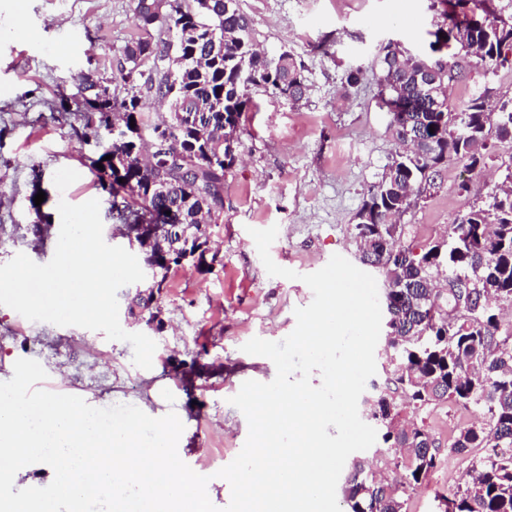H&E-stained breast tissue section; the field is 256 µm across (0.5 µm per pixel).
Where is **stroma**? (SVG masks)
<instances>
[{"label": "stroma", "mask_w": 512, "mask_h": 512, "mask_svg": "<svg viewBox=\"0 0 512 512\" xmlns=\"http://www.w3.org/2000/svg\"><path fill=\"white\" fill-rule=\"evenodd\" d=\"M432 0H238L255 39L268 54L288 49L305 66L307 92L298 101L261 89L251 92L237 136V160L224 181V209L209 228L213 265L172 269L157 297L158 321L130 314L129 302L147 289L141 281L118 292L119 321L157 348L153 366L133 362V348L77 326L32 322L0 305V382L21 358L37 360L47 377L41 389L75 395L95 408L148 407L152 417L175 412L184 425L178 455L207 476L219 508L231 499L218 472L239 454L248 436L243 413L230 402L243 382H271L274 363L243 344L259 337L280 341L295 328L296 308L313 299L302 275L339 254L360 265L355 217L396 143L379 104L380 48L400 41L425 53L438 12ZM139 31L133 0H0V264L17 253L48 263L55 252L60 201L100 203L103 237L128 247L91 162L103 144L86 135L81 115L88 81L111 77ZM360 80L349 85V71ZM512 98V53L489 70L469 58L450 104L463 111L484 87ZM486 168L445 163L401 222L402 244H427L439 225L454 223L476 202L488 201L512 165V141L491 140ZM48 191L53 216L46 240L32 231L34 184ZM278 226L273 261L297 279L269 276L249 234ZM478 418L448 403L431 408L424 424L440 442ZM466 459L453 456L404 497V512H438V494L461 483Z\"/></svg>", "instance_id": "1"}]
</instances>
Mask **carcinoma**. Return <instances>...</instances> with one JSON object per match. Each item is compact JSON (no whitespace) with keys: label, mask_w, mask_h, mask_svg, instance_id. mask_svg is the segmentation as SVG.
Returning <instances> with one entry per match:
<instances>
[{"label":"carcinoma","mask_w":512,"mask_h":512,"mask_svg":"<svg viewBox=\"0 0 512 512\" xmlns=\"http://www.w3.org/2000/svg\"><path fill=\"white\" fill-rule=\"evenodd\" d=\"M469 0H440L445 23L432 32L430 53L404 58L392 44L382 48L380 105L390 116L398 145L380 181L372 185L354 224L364 242L362 260L382 271L386 282L385 356L391 381L402 390L397 403L380 391L371 404V419L384 444L404 448L400 456L381 455L377 464H353L348 477L351 512H403V496L422 485L443 461L424 424L395 425L404 408L420 415L440 401L482 412V420L458 432L446 448L470 460L468 480L439 496L441 512H512V332L501 328L500 312L512 307V170L499 192L484 205L474 204L446 234L421 248L407 249L404 265L392 261L400 219L412 199L435 185L436 168L450 160L475 171L487 165L488 137L496 130L512 138V99L490 104L488 93L473 97L459 119L449 123L448 96L462 76L464 63L476 57L487 66L512 50V22L485 10L467 13ZM165 21L179 33L159 60L174 56L175 67L158 81L137 84L138 56L153 51L138 38L125 47L129 68L113 80L127 86L126 96L112 94L110 83L93 81L85 99V128L109 136V146L92 161L101 189L125 224H167L166 212L181 214V223L199 224L210 204L224 195V162H233L237 129L248 108V86L299 99L307 89L304 67L288 51L268 56L256 48L252 24L237 0H167ZM447 39L440 38V35ZM216 38L220 48L204 54L201 41ZM454 68H448V49ZM169 105L170 116L157 123L143 112L142 92ZM211 108L212 130L202 139L179 116L185 104ZM112 159L107 160L105 156ZM121 160L115 168L113 159ZM103 168H97V164ZM158 182L164 193L154 191ZM470 280L481 304L467 305L440 287V281ZM401 471L390 483L380 468Z\"/></svg>","instance_id":"cac0c4a2"}]
</instances>
